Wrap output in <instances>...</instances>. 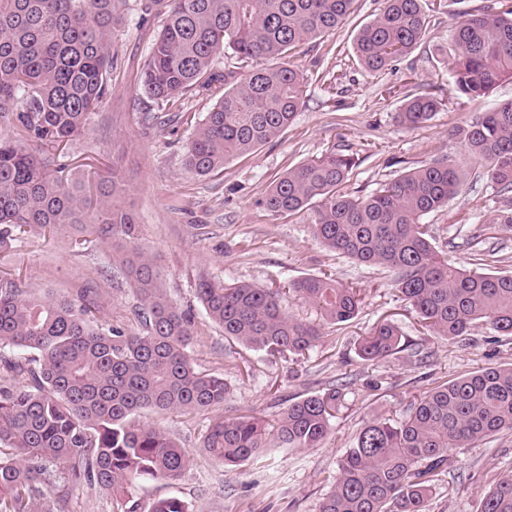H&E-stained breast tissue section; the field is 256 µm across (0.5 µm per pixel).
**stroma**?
I'll use <instances>...</instances> for the list:
<instances>
[{
	"label": "stroma",
	"instance_id": "obj_1",
	"mask_svg": "<svg viewBox=\"0 0 512 512\" xmlns=\"http://www.w3.org/2000/svg\"><path fill=\"white\" fill-rule=\"evenodd\" d=\"M443 12H429L423 43L380 74L357 62L354 36L383 7V0H356L354 12L335 33L307 41L288 61L304 77L303 107L272 143L225 164L205 177L188 171L184 146L193 123L162 127L146 113L157 106L141 91V76L164 22L158 13L142 15L138 0H126L112 32L115 57L108 93L84 135L61 150L55 174L67 181L93 172L97 180L120 175L129 186L115 205L132 209L139 224L137 244L157 265L164 291L177 308L196 310L191 357L199 370L224 377L229 392L219 411L180 414L147 411L144 422L192 449L193 462L176 482L142 480L134 498L148 512L161 498L177 496L193 512H318L330 490L329 476L365 422L402 413L415 398L437 384L484 367L512 362V337L477 327L448 341L419 323L395 289L392 273L356 264L326 250L313 236L306 215L275 217L263 199L270 181L288 168L333 150L352 156L355 165L346 193L367 195L399 174L446 155L458 165L466 156L456 131L464 122L500 103L512 101V79L472 98L452 90L445 62L451 47L450 25L458 12L478 11L489 0H446ZM432 92L439 106L415 128L400 124L407 95ZM512 202L500 196L487 176L468 173L447 206L426 217L432 244L463 269L476 252L466 239L471 225L489 227L484 247L489 270H512V227L495 217ZM121 242L74 241L50 230L23 236L0 249V277L21 287L73 295L100 288L97 319L127 332L139 330L134 312L139 300L113 258ZM332 275L360 288V314L341 329L324 328L309 359L267 358L225 338L200 309V278L281 288L306 275ZM397 323L428 352L420 364L407 353L379 362L360 359L357 349L374 323ZM347 382L333 431L317 448L268 449L257 460L228 467L200 451V438L214 414L232 418L252 413L272 417L289 403ZM458 463L436 483L431 512H478L490 485L512 473V432H502L470 448L453 451Z\"/></svg>",
	"mask_w": 512,
	"mask_h": 512
}]
</instances>
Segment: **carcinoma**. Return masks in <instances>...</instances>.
Here are the masks:
<instances>
[{"instance_id": "carcinoma-1", "label": "carcinoma", "mask_w": 512, "mask_h": 512, "mask_svg": "<svg viewBox=\"0 0 512 512\" xmlns=\"http://www.w3.org/2000/svg\"><path fill=\"white\" fill-rule=\"evenodd\" d=\"M355 0H170L151 49L142 90L162 109L187 94L217 97L186 145L185 165L199 176L224 168L279 137L303 104V75L283 61L298 44L333 33ZM119 0H0V248L24 234L73 228L126 244L118 256L142 301L143 329L126 333L97 323L98 292L76 296L32 292L0 279V512H68L75 488L112 494L116 512H139L135 483L176 481L192 453L143 423L146 409L190 413L224 403V378L199 371L189 347L195 315L167 299L154 262L136 246L139 224L111 198L112 183L69 184L49 171L48 149L79 136L101 105L114 51ZM422 0H385L355 35L361 66L377 74L424 39ZM448 72L455 92L483 96L512 78V0H494L450 29ZM228 54L231 67L220 68ZM267 59H279L266 66ZM253 62L245 73L234 70ZM439 101L405 99L400 123L428 121ZM458 136L471 163L497 193L512 194V101L467 122ZM352 157L330 150L288 169L268 186L263 205L274 216L307 214L313 235L331 252L395 275L400 297L436 336L454 340L479 326L512 336V272L461 269L431 243L425 216L448 204L463 171L436 156L365 196L342 192ZM292 295L319 320L287 315ZM197 295L228 339L268 357L297 361L316 347L325 325L342 326L361 308V289L332 276L298 278L281 289L227 285L203 278ZM408 351L424 362L394 322L376 325L358 346L378 362ZM23 374L26 385L10 377ZM340 388L307 395L273 419L219 416L201 448L230 466L265 449L317 448L333 430ZM512 432V363L445 381L400 417L369 420L338 464L319 512H430L432 486L453 467L450 450ZM150 512H192L179 497ZM479 512H512V474L485 492Z\"/></svg>"}]
</instances>
